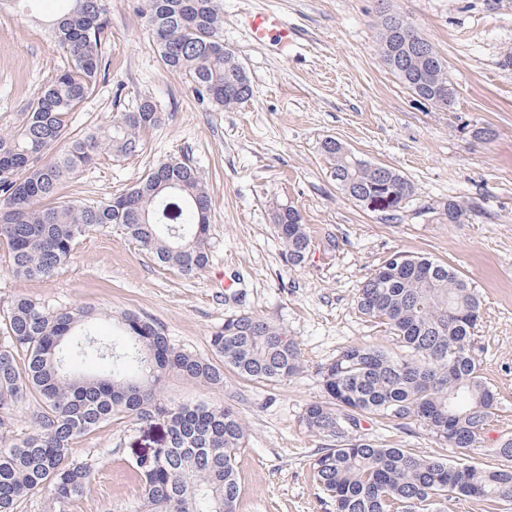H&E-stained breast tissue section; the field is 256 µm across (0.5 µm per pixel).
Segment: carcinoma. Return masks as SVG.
<instances>
[{
	"mask_svg": "<svg viewBox=\"0 0 512 512\" xmlns=\"http://www.w3.org/2000/svg\"><path fill=\"white\" fill-rule=\"evenodd\" d=\"M48 21L67 63L42 89L20 124L0 135V240L17 278L48 279L71 257L76 241L113 228L159 261L191 275L209 263V195L197 169L172 157L150 169L129 190L105 201H57L61 188L104 153L130 156L142 149L141 131L158 126L163 112L145 98L112 124L74 135L69 115L95 91L108 49L105 0H61ZM144 20L166 69L189 77L195 93L222 108L251 94L236 55L224 48L221 0H141ZM384 61L418 96L440 109L455 100L447 61L430 47L416 60L415 45L378 23ZM53 152L47 161L44 154ZM348 198L387 196L401 208L412 184L395 169L369 162L340 142L322 144ZM274 224L288 262L303 263L310 239L295 209H280ZM402 266L382 264L358 289V311L392 336L394 347L351 342L320 368L324 398L305 406L302 423L325 441L311 464L315 485L334 512H450L461 499L493 506L512 501V434L498 439L483 467L468 452L480 449L494 419L497 397L480 372L473 347L480 301L448 265L404 251ZM90 307L51 310L18 296L3 313L0 345V512H18L24 497L48 492L47 512H68L91 480L93 466L75 459V441L115 418L161 420L167 439L137 457L132 472L139 501L120 512H238L237 455L246 428L232 409L200 402L164 403L161 383L171 375L224 386V369L243 380L272 383L304 369L298 344L265 318L240 313L210 337L216 359L175 347L155 320L126 312V342L99 337L65 345ZM95 357L105 375H75L71 364ZM38 401L34 426L14 431L15 411ZM422 424L437 439L467 451L448 461L412 448L387 447L361 433V421Z\"/></svg>",
	"mask_w": 512,
	"mask_h": 512,
	"instance_id": "carcinoma-1",
	"label": "carcinoma"
}]
</instances>
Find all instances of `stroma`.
Masks as SVG:
<instances>
[{
	"label": "stroma",
	"mask_w": 512,
	"mask_h": 512,
	"mask_svg": "<svg viewBox=\"0 0 512 512\" xmlns=\"http://www.w3.org/2000/svg\"><path fill=\"white\" fill-rule=\"evenodd\" d=\"M224 45L245 68L252 95L220 109L193 93L185 75L167 71L140 19V0H106L110 46L95 93L69 117L86 131L154 98L164 119L142 136V152L96 163L66 183L67 200H104L135 185L153 165L175 156L202 175L210 197V262L195 275L160 263L119 232L82 237L52 278L20 279L0 243V310L18 296L51 309L92 307V336H120L116 321L135 311L163 326L172 343L211 356L209 339L228 316L252 313L295 339L303 372L254 384L225 372L216 389L169 377L161 395L185 404L232 406L248 434L237 461L238 512H333L310 477L323 446L302 423L307 403L322 399L318 369L353 341L392 346L391 336L360 315L365 277L397 251L448 263L481 300L474 343L481 373L497 393L475 462L512 433V0H222ZM406 16L447 60L456 104L445 111L420 101L376 50L382 9ZM56 0L36 16L0 0V134L22 119L37 93L64 65L45 23ZM274 10L298 31L289 51L254 43L243 24L252 11ZM486 128L488 140L473 132ZM335 138L360 157L388 165L413 185L396 212H371L337 188L321 143ZM468 204L449 223L445 202ZM298 210L311 239L304 263L289 265L273 215ZM378 443L455 460L461 449L417 423L401 429L368 419ZM163 422L112 420L79 438L75 459L95 469L76 512H119L139 488L129 468L160 447Z\"/></svg>",
	"instance_id": "obj_1"
}]
</instances>
